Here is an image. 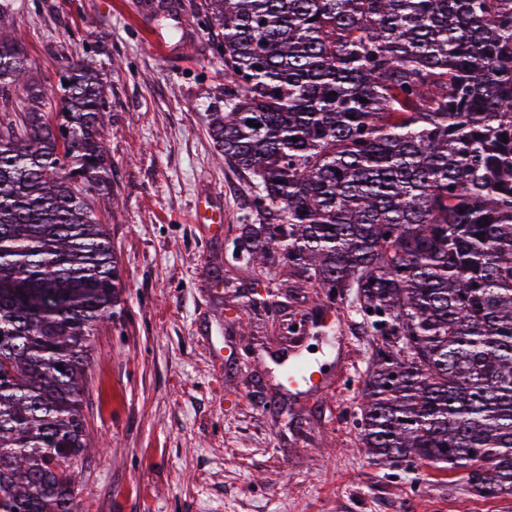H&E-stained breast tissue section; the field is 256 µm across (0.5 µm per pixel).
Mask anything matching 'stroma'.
Returning <instances> with one entry per match:
<instances>
[{
    "mask_svg": "<svg viewBox=\"0 0 512 512\" xmlns=\"http://www.w3.org/2000/svg\"><path fill=\"white\" fill-rule=\"evenodd\" d=\"M199 2L13 0L32 82L54 89L72 59L108 81L112 196L93 204L123 293L90 340L78 512H512V496H479L464 472L376 461L356 425L369 321L346 302L315 327L314 289L232 260L255 208L208 135L224 74ZM203 199L223 231L195 222ZM257 293L272 312L254 310ZM294 354L316 383L284 382Z\"/></svg>",
    "mask_w": 512,
    "mask_h": 512,
    "instance_id": "35a3bbf8",
    "label": "stroma"
}]
</instances>
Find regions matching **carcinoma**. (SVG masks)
Returning <instances> with one entry per match:
<instances>
[{
	"label": "carcinoma",
	"instance_id": "cac0c4a2",
	"mask_svg": "<svg viewBox=\"0 0 512 512\" xmlns=\"http://www.w3.org/2000/svg\"><path fill=\"white\" fill-rule=\"evenodd\" d=\"M199 9L224 66L208 134L256 200L235 255L371 319L372 454L512 496V0ZM11 19L0 0V512H74L90 337L121 296L89 203L112 195L107 82L69 61L15 113Z\"/></svg>",
	"mask_w": 512,
	"mask_h": 512
}]
</instances>
